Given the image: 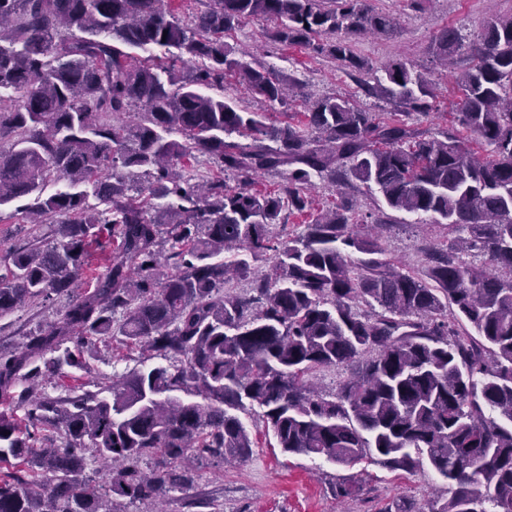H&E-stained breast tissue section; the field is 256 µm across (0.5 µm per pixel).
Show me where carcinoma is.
Wrapping results in <instances>:
<instances>
[{"instance_id":"carcinoma-1","label":"carcinoma","mask_w":512,"mask_h":512,"mask_svg":"<svg viewBox=\"0 0 512 512\" xmlns=\"http://www.w3.org/2000/svg\"><path fill=\"white\" fill-rule=\"evenodd\" d=\"M255 16L276 20L271 40L359 70L350 39L396 28L366 0H207L188 15L177 0H0V206L44 227L0 262V318L66 298L0 351V512L167 497L193 460L250 456L238 413L255 405L286 453L426 463L450 493L428 512H512V16L468 44L454 27L436 36L437 58H471L455 78L464 134L440 138L414 125L434 83L404 62L366 86L404 108L386 119L325 96L276 124L202 94L234 74L285 104L291 78L224 43ZM155 47L168 55L133 54ZM201 157L237 186L194 181L184 160ZM262 173L285 183L259 190ZM315 176L374 186L448 238L405 270L385 258L382 225L357 227L345 203L314 209ZM295 213L312 220L291 229ZM105 226V273L81 289ZM235 278L250 291H227ZM115 335L167 364L100 386L107 397L47 393ZM327 367L349 369L334 393L314 382ZM89 446L108 466L102 487L83 476Z\"/></svg>"}]
</instances>
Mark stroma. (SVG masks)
I'll return each mask as SVG.
<instances>
[{
	"label": "stroma",
	"mask_w": 512,
	"mask_h": 512,
	"mask_svg": "<svg viewBox=\"0 0 512 512\" xmlns=\"http://www.w3.org/2000/svg\"><path fill=\"white\" fill-rule=\"evenodd\" d=\"M367 4L374 11L393 14L397 19L393 34H363L352 39L353 53L368 61L370 70L346 66L328 54L315 53L302 45L287 47L274 43L269 38L274 21L248 17L225 33V42L245 52L253 67L293 78L296 93L286 104L273 106L229 77L223 89H212V96L233 99L248 112L267 113L273 122L297 121L311 101L329 95L349 99L355 106L383 117L396 111L397 106L365 92L363 85L373 80L374 68L399 59L415 70L428 72L433 59L432 43L444 28H458L470 41L476 38L489 15H512V0H423L417 8L412 7L410 0H367ZM470 64L468 54L463 52L455 58L453 73L434 76L436 96L431 101L430 115L417 122L420 129L437 135L456 128L459 95L453 75ZM314 196L323 208L349 203L357 223L385 224L386 258L415 260L420 242L416 229L418 216L390 210L377 190L359 182L351 187L335 186L319 179L315 182ZM94 349L95 356L88 360L89 372L81 373L76 380L84 390L97 391L102 378H120L140 365L138 350L126 346L120 337L98 339ZM76 381L55 377L49 380L46 390L60 395ZM242 419L256 442L247 460L224 466L201 464L183 491L171 493L159 504L127 506L126 512H192L187 503L199 498L209 499L216 512H385L398 498L410 500L414 507L425 510L434 498L448 495L447 480L430 468L411 473L392 472L369 462L347 467L288 454L276 448L273 437L266 435L258 412L243 414ZM346 478L358 481L362 491L358 498L341 502L335 496V489Z\"/></svg>",
	"instance_id": "1"
}]
</instances>
